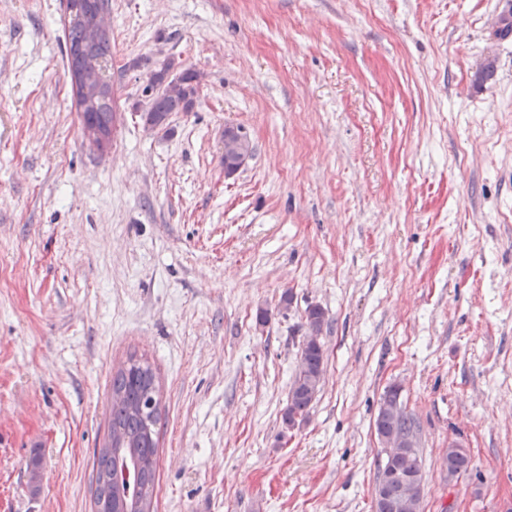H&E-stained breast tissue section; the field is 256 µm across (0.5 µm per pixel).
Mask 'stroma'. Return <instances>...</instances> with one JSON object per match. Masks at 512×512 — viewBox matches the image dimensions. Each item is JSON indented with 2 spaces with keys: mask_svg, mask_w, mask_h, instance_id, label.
Wrapping results in <instances>:
<instances>
[{
  "mask_svg": "<svg viewBox=\"0 0 512 512\" xmlns=\"http://www.w3.org/2000/svg\"><path fill=\"white\" fill-rule=\"evenodd\" d=\"M109 5L99 152L64 0H0V512H94L132 355L160 391L154 512H373L393 385L422 512H512V0ZM144 57L202 76L165 132ZM228 126L255 148L230 178ZM311 304L324 384L288 432ZM448 462V475L456 476L469 470L471 460L465 448L456 443L448 444L446 456Z\"/></svg>",
  "mask_w": 512,
  "mask_h": 512,
  "instance_id": "obj_1",
  "label": "stroma"
}]
</instances>
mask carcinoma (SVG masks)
I'll list each match as a JSON object with an SVG mask.
<instances>
[{"label":"carcinoma","mask_w":512,"mask_h":512,"mask_svg":"<svg viewBox=\"0 0 512 512\" xmlns=\"http://www.w3.org/2000/svg\"><path fill=\"white\" fill-rule=\"evenodd\" d=\"M68 22V60L71 81L77 87L76 98L87 123L96 128L103 145L112 141L116 110L112 94V51L108 34L94 29L96 13L108 7L109 0H71ZM97 61L89 68L88 59ZM166 60L152 70L154 92L141 119L162 129L169 125L173 112L193 111L200 92V74L191 69L181 73L182 84L171 94L160 89L173 66ZM308 327L322 330L326 324L324 310L312 305L306 310ZM301 367L295 370L288 393V405L283 422L309 414L314 400L313 392L321 389L324 375L323 345L314 341L303 343L300 351ZM160 421V401L156 375L145 360L132 355L112 377V414L107 440L95 460V512H153V495L157 480L156 427ZM377 436L382 438L401 431L414 438L415 420L404 407L396 412L379 411L375 421ZM383 465L376 481L383 483V492L389 503L403 495L402 480L422 474V458L418 447L404 448L391 454L384 452ZM448 475L456 476L469 470L471 460L456 443L448 444L446 456Z\"/></svg>","instance_id":"1"}]
</instances>
